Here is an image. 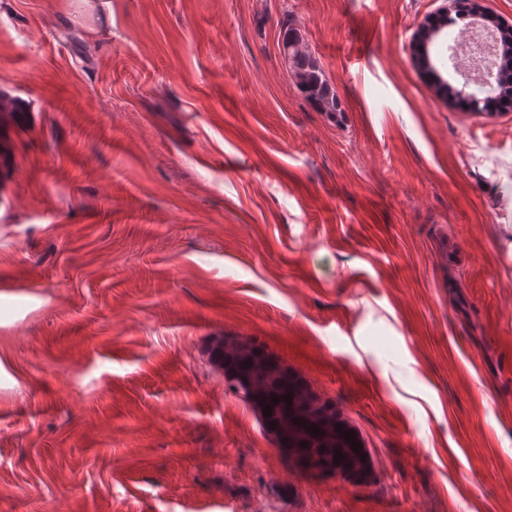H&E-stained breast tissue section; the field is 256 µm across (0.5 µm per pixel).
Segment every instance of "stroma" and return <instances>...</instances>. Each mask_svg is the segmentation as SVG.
Segmentation results:
<instances>
[{
  "mask_svg": "<svg viewBox=\"0 0 512 512\" xmlns=\"http://www.w3.org/2000/svg\"><path fill=\"white\" fill-rule=\"evenodd\" d=\"M441 6L0 0V512H512V111L430 87ZM243 337L366 481L277 449L209 356ZM439 19L436 18L432 21L430 26H420L415 36V54L421 55L418 57L419 63L422 67L427 68L429 64V57L426 54L427 49L432 43L436 44L440 40V34L436 30ZM420 47H423V52H420ZM422 61V62H421ZM294 30L291 28L286 32L283 47L285 50L292 49L291 59L298 79L297 86L318 112H324L327 117L336 120L337 114L342 112L336 92L317 61L295 49L299 39Z\"/></svg>",
  "mask_w": 512,
  "mask_h": 512,
  "instance_id": "stroma-1",
  "label": "stroma"
}]
</instances>
